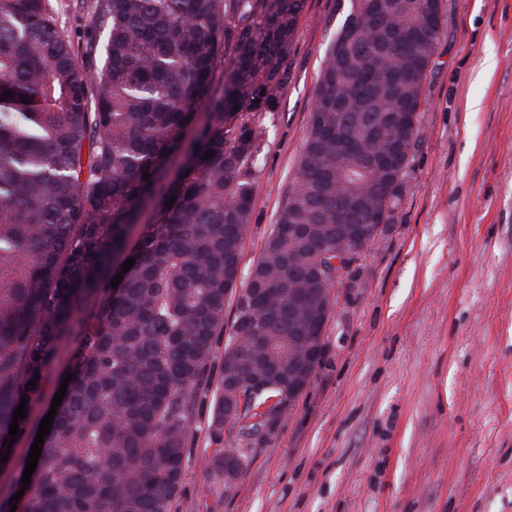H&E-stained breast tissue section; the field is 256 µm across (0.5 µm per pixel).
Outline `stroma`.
Here are the masks:
<instances>
[{"label":"stroma","instance_id":"stroma-1","mask_svg":"<svg viewBox=\"0 0 512 512\" xmlns=\"http://www.w3.org/2000/svg\"><path fill=\"white\" fill-rule=\"evenodd\" d=\"M422 87V136L388 231L338 286L320 368L235 493L208 479L199 412L174 512H512V0H444ZM74 43L85 0H51ZM343 19L305 0L292 78L266 120L241 268L296 176L321 60Z\"/></svg>","mask_w":512,"mask_h":512}]
</instances>
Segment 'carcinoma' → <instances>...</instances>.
Here are the masks:
<instances>
[{
    "label": "carcinoma",
    "instance_id": "1",
    "mask_svg": "<svg viewBox=\"0 0 512 512\" xmlns=\"http://www.w3.org/2000/svg\"><path fill=\"white\" fill-rule=\"evenodd\" d=\"M348 2L296 179L226 337L261 118L288 84L304 0H96L93 20L107 29L98 70L79 62L49 0H0V452L21 398L52 402L48 366L64 347L74 373L16 512H173L209 400L223 447L207 475L224 483L226 452L248 467L224 441V377H266L237 420L282 394L270 369L296 355L288 308L308 291L300 271L313 249L323 263L336 250V208L357 224L393 222L405 176L386 179L376 163L392 116L405 123V153L421 141L443 0ZM157 194L175 203L132 236ZM290 224L307 241L289 237Z\"/></svg>",
    "mask_w": 512,
    "mask_h": 512
}]
</instances>
